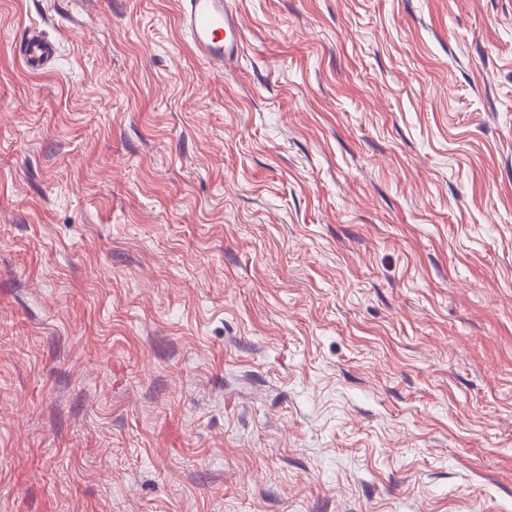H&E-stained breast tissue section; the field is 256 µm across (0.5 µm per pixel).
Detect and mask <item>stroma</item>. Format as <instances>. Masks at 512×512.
I'll use <instances>...</instances> for the list:
<instances>
[{
  "instance_id": "1",
  "label": "stroma",
  "mask_w": 512,
  "mask_h": 512,
  "mask_svg": "<svg viewBox=\"0 0 512 512\" xmlns=\"http://www.w3.org/2000/svg\"><path fill=\"white\" fill-rule=\"evenodd\" d=\"M234 6L0 0V512H512V0ZM179 21L195 55L214 72L237 60L243 36L233 0H179ZM21 46V57L29 70H42L55 57V43L37 27H28L25 30Z\"/></svg>"
}]
</instances>
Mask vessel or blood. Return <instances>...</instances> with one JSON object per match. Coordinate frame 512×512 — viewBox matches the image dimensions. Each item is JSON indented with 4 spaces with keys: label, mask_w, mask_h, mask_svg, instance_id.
<instances>
[{
    "label": "vessel or blood",
    "mask_w": 512,
    "mask_h": 512,
    "mask_svg": "<svg viewBox=\"0 0 512 512\" xmlns=\"http://www.w3.org/2000/svg\"><path fill=\"white\" fill-rule=\"evenodd\" d=\"M179 21L195 55L214 72H223L237 60L243 36L233 0H179ZM21 45L28 69H44L55 57L54 42L39 28H27Z\"/></svg>",
    "instance_id": "1"
}]
</instances>
